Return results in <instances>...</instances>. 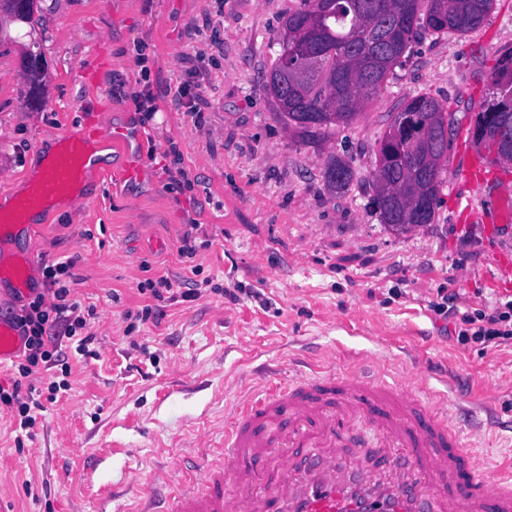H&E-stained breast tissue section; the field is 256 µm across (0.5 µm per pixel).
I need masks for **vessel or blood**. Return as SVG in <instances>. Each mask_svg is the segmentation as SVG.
Wrapping results in <instances>:
<instances>
[{
  "label": "vessel or blood",
  "instance_id": "1",
  "mask_svg": "<svg viewBox=\"0 0 512 512\" xmlns=\"http://www.w3.org/2000/svg\"><path fill=\"white\" fill-rule=\"evenodd\" d=\"M130 138L96 125L60 135L24 193L0 206V242L29 230L59 199L83 201L98 140ZM466 172L486 185L503 178L481 154L470 156ZM487 212L492 227L511 224L512 189L493 196ZM5 281L34 287L30 258L0 262ZM21 346L0 318V364ZM452 416L424 382L390 381L360 362L341 375H296L230 406L213 459L193 463L164 506L139 512H512V474L489 471L450 427ZM361 433L378 453L348 464L345 450Z\"/></svg>",
  "mask_w": 512,
  "mask_h": 512
}]
</instances>
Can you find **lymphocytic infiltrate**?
<instances>
[{
    "label": "lymphocytic infiltrate",
    "mask_w": 512,
    "mask_h": 512,
    "mask_svg": "<svg viewBox=\"0 0 512 512\" xmlns=\"http://www.w3.org/2000/svg\"><path fill=\"white\" fill-rule=\"evenodd\" d=\"M72 261L46 266L43 271L44 289L23 304L14 314L13 324L23 340L22 360L18 364L19 377L9 387L0 386V409L14 413L21 430L33 431L38 412L46 402L56 401L67 382H53L48 386L46 399H38L36 387L28 379L43 365L57 360L60 337H75L87 330V319L80 303L70 288ZM458 338L481 344H502L512 340V300L498 302L493 311L479 310L460 318Z\"/></svg>",
    "instance_id": "f902f5d3"
}]
</instances>
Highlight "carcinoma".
Instances as JSON below:
<instances>
[{
    "mask_svg": "<svg viewBox=\"0 0 512 512\" xmlns=\"http://www.w3.org/2000/svg\"><path fill=\"white\" fill-rule=\"evenodd\" d=\"M38 0H0V39L9 22H33ZM494 0H298L281 22L278 55L265 79L274 98L275 115L301 137L324 138L330 130L358 119L369 97L387 80L420 34L480 28ZM26 96L34 95L45 77L42 52L32 42L22 52ZM401 112L417 117L414 131L425 135L446 113L427 94L403 99ZM512 113V50L494 65L489 88L475 125ZM395 141L378 152L372 174L374 202L382 223L396 220L418 195L439 199L447 160L416 152L393 129L381 142ZM331 190L347 189L354 178L348 163L333 159L323 172Z\"/></svg>",
    "mask_w": 512,
    "mask_h": 512,
    "instance_id": "carcinoma-1",
    "label": "carcinoma"
}]
</instances>
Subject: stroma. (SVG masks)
<instances>
[{
	"label": "stroma",
	"mask_w": 512,
	"mask_h": 512,
	"mask_svg": "<svg viewBox=\"0 0 512 512\" xmlns=\"http://www.w3.org/2000/svg\"><path fill=\"white\" fill-rule=\"evenodd\" d=\"M297 0H40L33 23L14 22L0 43V188L23 192L43 152L89 115L138 131L140 175L93 174L90 198L42 216L5 254L36 266L73 259V287L94 306L84 351L63 343L66 377L34 435L0 412V506L6 512H126L173 459L208 453L225 406L261 381L258 369L294 365L340 373L355 357L376 373L422 374L458 405L466 443L491 468L512 470V343L457 339L456 315L431 303L445 293L458 313L494 305L492 251L512 253V225L487 237L456 201L484 192L452 164L471 150L470 128L490 70L512 48V0H495L464 35L423 34L363 115L324 139L304 140L273 116L263 74ZM39 42L47 76L28 106L24 45ZM149 49L159 107L144 123L135 45ZM428 94L454 118L451 161L434 223L406 233L382 224L371 174L390 115ZM177 142L193 184L169 183L165 151ZM355 173L330 191V157ZM196 254L180 255L189 221ZM168 277L170 297L146 294ZM70 375H62V366Z\"/></svg>",
	"instance_id": "1"
}]
</instances>
